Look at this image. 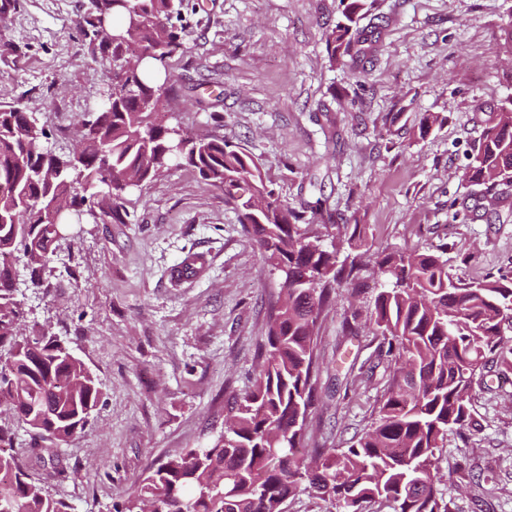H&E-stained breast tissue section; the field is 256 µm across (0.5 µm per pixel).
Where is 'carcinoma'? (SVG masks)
Instances as JSON below:
<instances>
[{
	"mask_svg": "<svg viewBox=\"0 0 512 512\" xmlns=\"http://www.w3.org/2000/svg\"><path fill=\"white\" fill-rule=\"evenodd\" d=\"M358 0L327 39L332 61L354 69L369 60L375 30L357 27ZM174 0H92L79 22L90 59L110 83L73 143L47 148L50 133L18 99L0 103V512H71L30 462L65 469L53 448L89 425L101 384L51 329L26 332L20 286L43 285L46 265L70 240L62 225L96 211L128 224L133 175L143 185L175 166L192 168L224 191L239 223L271 270L284 277L252 388L226 406L224 431L206 448H188L148 469L116 512H282L305 487L336 512H452L434 470L448 431L474 426L476 376L492 363L512 371V271L465 282L448 274L439 248L378 254L383 288L369 317L394 356L385 399L370 427L346 448H309L317 322L333 284L358 279L364 254L338 261L288 206L251 154L221 134L200 137L169 121L164 101L170 60L185 52L173 23ZM466 177L483 187L470 212L498 220L512 195V95L494 112L468 156ZM365 245L367 225H344ZM23 263L29 281L19 279ZM32 432L15 447V427Z\"/></svg>",
	"mask_w": 512,
	"mask_h": 512,
	"instance_id": "cac0c4a2",
	"label": "carcinoma"
}]
</instances>
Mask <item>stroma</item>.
<instances>
[{
	"instance_id": "obj_1",
	"label": "stroma",
	"mask_w": 512,
	"mask_h": 512,
	"mask_svg": "<svg viewBox=\"0 0 512 512\" xmlns=\"http://www.w3.org/2000/svg\"><path fill=\"white\" fill-rule=\"evenodd\" d=\"M361 2L360 26L381 36L356 78L328 59L340 0H188L167 112L260 158L282 199L340 256L351 253L340 227L364 224L370 263L382 250L443 244L450 276L512 270V218L490 223L464 207L479 191L465 179L468 156L512 94L504 0ZM90 5L19 0L0 24V44L15 47L0 53V102L25 98L57 146L104 86L77 37ZM426 112L441 121L422 136ZM131 199V223L84 216L45 290L24 295L28 324L64 339L104 391L90 426L60 449L66 477L48 482L74 512H113L151 462L223 430L227 398L258 369L282 287L223 191L192 169H172ZM193 254L201 268L175 280ZM378 281L371 270L366 287L337 286L319 318L310 447H348L386 392L390 363L366 322ZM471 405L479 427L448 433L437 480L453 512H512V372L487 367Z\"/></svg>"
}]
</instances>
